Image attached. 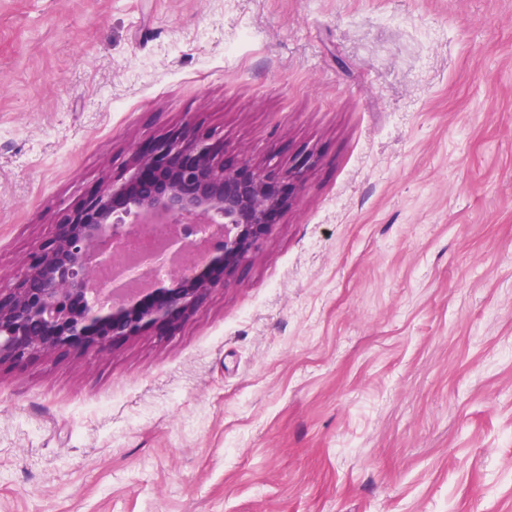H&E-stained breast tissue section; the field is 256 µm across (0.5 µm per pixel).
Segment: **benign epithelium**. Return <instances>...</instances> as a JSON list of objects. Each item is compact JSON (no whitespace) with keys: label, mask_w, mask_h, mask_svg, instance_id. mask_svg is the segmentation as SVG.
Masks as SVG:
<instances>
[{"label":"benign epithelium","mask_w":512,"mask_h":512,"mask_svg":"<svg viewBox=\"0 0 512 512\" xmlns=\"http://www.w3.org/2000/svg\"><path fill=\"white\" fill-rule=\"evenodd\" d=\"M308 164L305 157L286 170L230 168L200 133L134 153L129 178L104 184L57 225L15 288L0 294V362L75 345L107 353L117 339L172 326L234 281L284 208L283 184L297 187ZM147 228L169 256L192 262L163 277L154 252L135 270L122 265L124 244ZM133 273L149 286L131 291Z\"/></svg>","instance_id":"1"}]
</instances>
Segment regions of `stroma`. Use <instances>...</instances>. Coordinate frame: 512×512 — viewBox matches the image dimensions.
<instances>
[{"label":"stroma","mask_w":512,"mask_h":512,"mask_svg":"<svg viewBox=\"0 0 512 512\" xmlns=\"http://www.w3.org/2000/svg\"><path fill=\"white\" fill-rule=\"evenodd\" d=\"M199 128L314 163L175 326L0 362V512H512V0H0V288Z\"/></svg>","instance_id":"stroma-1"}]
</instances>
